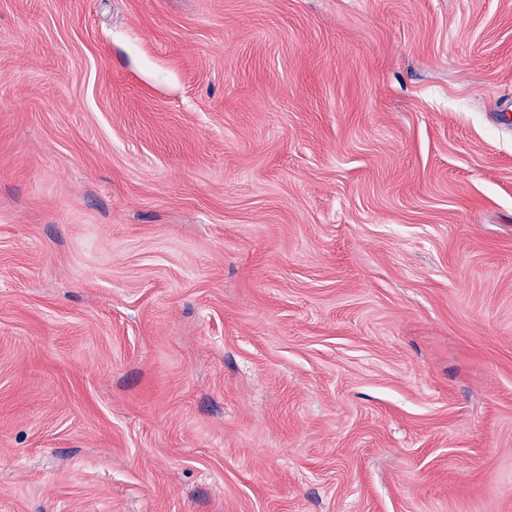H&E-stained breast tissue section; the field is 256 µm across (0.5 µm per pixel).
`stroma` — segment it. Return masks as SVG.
Wrapping results in <instances>:
<instances>
[{
	"instance_id": "1",
	"label": "stroma",
	"mask_w": 512,
	"mask_h": 512,
	"mask_svg": "<svg viewBox=\"0 0 512 512\" xmlns=\"http://www.w3.org/2000/svg\"><path fill=\"white\" fill-rule=\"evenodd\" d=\"M512 0H0V512H512Z\"/></svg>"
}]
</instances>
